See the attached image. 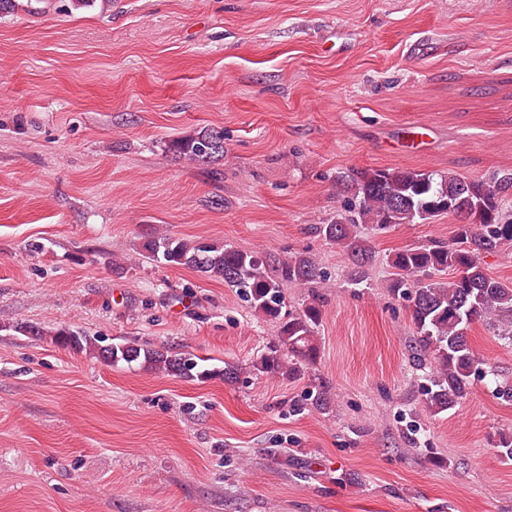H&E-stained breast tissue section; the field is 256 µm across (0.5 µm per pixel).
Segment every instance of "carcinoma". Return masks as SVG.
<instances>
[{"instance_id": "carcinoma-1", "label": "carcinoma", "mask_w": 512, "mask_h": 512, "mask_svg": "<svg viewBox=\"0 0 512 512\" xmlns=\"http://www.w3.org/2000/svg\"><path fill=\"white\" fill-rule=\"evenodd\" d=\"M166 151L200 165H214L224 159V132L202 128L169 142ZM336 189L351 195L349 214L316 224L313 230L347 256L356 286L367 282L373 261L359 225L383 233L399 224L445 214L459 219L451 243L431 242L394 253L389 259L394 272L387 284L393 298L410 302L419 361L428 359L432 365L423 391L424 407L434 416L454 409L467 399L471 377L483 363L469 338L471 326L480 322L512 343V283L489 276L481 264L482 254L512 247V213L503 208V194L512 190V174L484 180L399 167L357 169L340 173ZM142 251L167 266L187 267L223 280L261 319L279 324L264 353L248 364L251 372L295 379L318 361L319 288L325 276L314 258L300 255L272 272L257 251L189 241L157 230L145 236ZM287 284L311 290V300L298 311L288 309L283 293ZM52 336L62 348L85 351L107 363L138 361L147 369L188 380L222 376L232 381L241 371L233 365L211 368L201 357L134 341L105 345L102 338L73 329H60ZM309 396L318 413H329L333 404L329 387L318 385Z\"/></svg>"}]
</instances>
